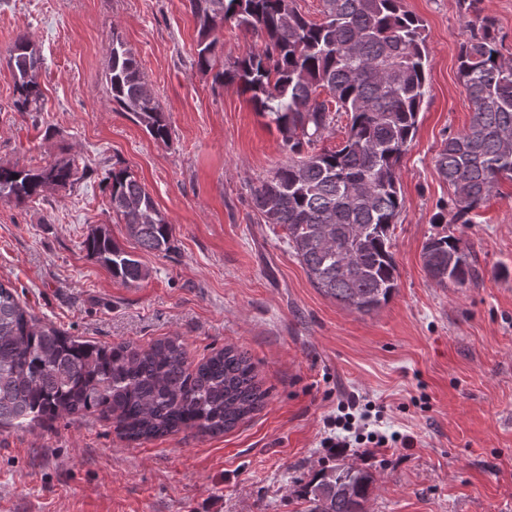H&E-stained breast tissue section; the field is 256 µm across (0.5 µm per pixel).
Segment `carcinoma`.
<instances>
[{"instance_id":"obj_1","label":"carcinoma","mask_w":512,"mask_h":512,"mask_svg":"<svg viewBox=\"0 0 512 512\" xmlns=\"http://www.w3.org/2000/svg\"><path fill=\"white\" fill-rule=\"evenodd\" d=\"M197 26L195 65L218 88L250 94L288 149V164L253 189L265 223L284 228L288 246L312 285L346 307L370 313L397 288L388 230L404 206L399 162L413 139L427 93L424 25L402 0H322L320 21L297 0H188ZM235 21L261 41L229 69L215 54L216 31ZM458 80L473 105L469 126L450 136L436 167L454 191L449 224L512 179V62L501 54L493 23L479 22L462 44ZM40 51L20 35L7 66L18 112H39ZM112 103L133 116L156 140L169 137V118L152 95L132 49L112 34L105 74ZM329 98H321L322 93ZM349 118L346 139L334 151H316L336 118ZM72 160L41 170L0 166V200L17 205L50 186L76 181ZM112 212L144 252L174 249L173 227L151 194L125 168L107 177ZM87 253L127 284L149 269L103 229L84 240ZM423 267L436 284L474 283L479 272L470 251L452 235L431 237ZM265 392L247 353L225 347L192 365L177 336L147 348L131 342L97 344L42 323L0 282V427L23 428L73 415L108 414L132 440L196 430L217 435L260 410ZM372 478L352 466L321 472L307 487L308 512H364Z\"/></svg>"}]
</instances>
